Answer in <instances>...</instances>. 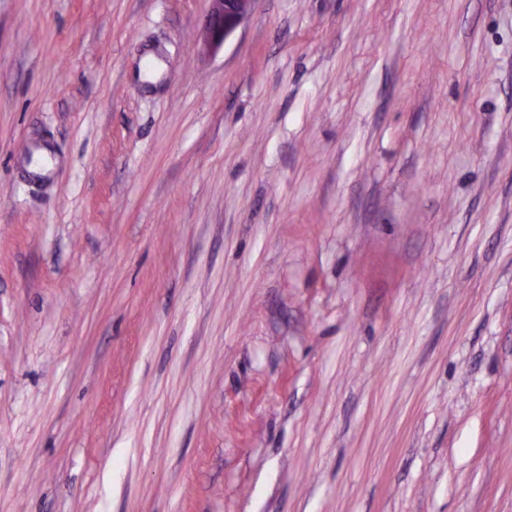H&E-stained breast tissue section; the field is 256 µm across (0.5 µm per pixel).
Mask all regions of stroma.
<instances>
[{
	"mask_svg": "<svg viewBox=\"0 0 512 512\" xmlns=\"http://www.w3.org/2000/svg\"><path fill=\"white\" fill-rule=\"evenodd\" d=\"M208 9L0 0V512H512V0ZM211 8L206 17L205 46L217 50L224 45L228 35L243 21L250 0H210Z\"/></svg>",
	"mask_w": 512,
	"mask_h": 512,
	"instance_id": "obj_1",
	"label": "stroma"
}]
</instances>
